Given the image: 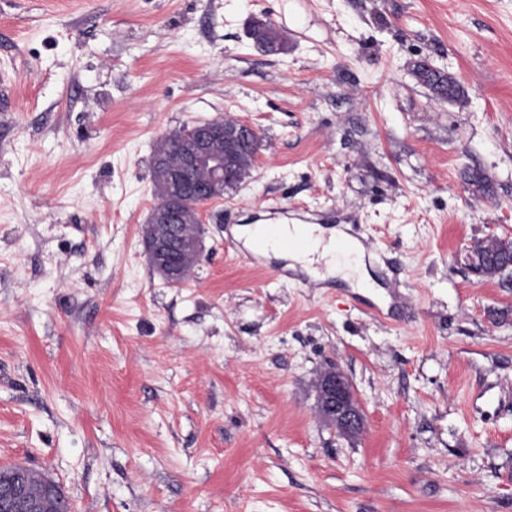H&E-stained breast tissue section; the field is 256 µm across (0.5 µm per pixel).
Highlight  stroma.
Masks as SVG:
<instances>
[{
	"mask_svg": "<svg viewBox=\"0 0 512 512\" xmlns=\"http://www.w3.org/2000/svg\"><path fill=\"white\" fill-rule=\"evenodd\" d=\"M222 115L259 162L172 286L142 243L153 146ZM278 206L358 240L372 296L248 264L240 228ZM489 235L512 240V0H0V465L72 512H512V272L465 262ZM332 362L354 439L317 413ZM413 73L422 85L440 99L454 101L463 96L462 87L456 78L449 76L447 72L425 69L422 65H415Z\"/></svg>",
	"mask_w": 512,
	"mask_h": 512,
	"instance_id": "35a3bbf8",
	"label": "stroma"
}]
</instances>
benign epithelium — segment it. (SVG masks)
<instances>
[{"label": "benign epithelium", "mask_w": 512, "mask_h": 512, "mask_svg": "<svg viewBox=\"0 0 512 512\" xmlns=\"http://www.w3.org/2000/svg\"><path fill=\"white\" fill-rule=\"evenodd\" d=\"M189 147L185 164L191 170L202 169L207 179L196 183L186 181L173 171H161L159 194L174 199L172 203H157L151 209L145 227L144 248L154 270L164 278L174 280L200 262L204 247L183 235L181 207L175 200L199 199L195 205L199 223H204L205 201L221 198V189L240 183L246 173L239 167V158L250 146L256 130L238 118H214L187 127ZM487 236L473 244L468 255V267L477 276H484L491 253ZM321 418L345 438L362 433L365 418L353 387L337 366L325 370L317 379ZM61 498L59 485L45 474L24 465L0 468V512H56Z\"/></svg>", "instance_id": "obj_1"}]
</instances>
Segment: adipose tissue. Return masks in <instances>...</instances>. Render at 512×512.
Wrapping results in <instances>:
<instances>
[{
	"instance_id": "adipose-tissue-1",
	"label": "adipose tissue",
	"mask_w": 512,
	"mask_h": 512,
	"mask_svg": "<svg viewBox=\"0 0 512 512\" xmlns=\"http://www.w3.org/2000/svg\"><path fill=\"white\" fill-rule=\"evenodd\" d=\"M292 230L309 240L307 252L292 255V263L298 264L315 278L325 271L328 274L341 277L353 287H369L371 276L362 258L358 257L354 262L343 264L335 260L333 256L335 243L345 238L341 230L318 224H296L293 225Z\"/></svg>"
}]
</instances>
